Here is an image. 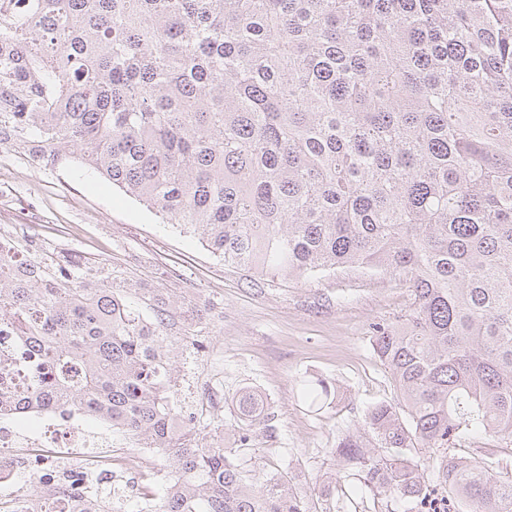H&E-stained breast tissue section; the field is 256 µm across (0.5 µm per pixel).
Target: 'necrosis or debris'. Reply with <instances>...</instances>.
I'll return each mask as SVG.
<instances>
[{
    "label": "necrosis or debris",
    "instance_id": "4bbe7bcc",
    "mask_svg": "<svg viewBox=\"0 0 512 512\" xmlns=\"http://www.w3.org/2000/svg\"><path fill=\"white\" fill-rule=\"evenodd\" d=\"M37 429H22L15 417L0 416V486L4 487L18 512H42V498L27 486L18 484L19 475L49 474L62 478L69 469L89 477L109 481L135 471L152 457L154 448H140L137 453L113 454L109 438L88 429L75 419L59 423L55 409L34 407Z\"/></svg>",
    "mask_w": 512,
    "mask_h": 512
}]
</instances>
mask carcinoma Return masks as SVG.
<instances>
[{"label": "carcinoma", "mask_w": 512, "mask_h": 512, "mask_svg": "<svg viewBox=\"0 0 512 512\" xmlns=\"http://www.w3.org/2000/svg\"><path fill=\"white\" fill-rule=\"evenodd\" d=\"M2 146L79 160L258 276L402 278L408 309L369 344L406 411L370 406L377 451L335 454L385 512L436 490L442 512H512V470L453 453L512 438V0H0ZM199 318L0 235V328L28 377L0 413L62 405L161 449L158 512H314L197 438L172 343ZM328 395L304 385L311 407ZM235 404L267 409L250 387ZM36 482L46 512H128L118 484L68 504ZM475 448H487V450L492 451L498 448H512V445L509 444V440L501 441L496 438L494 439L491 437H485L484 435H479L465 439V441L462 442L461 447L458 448V453L460 455L468 456L474 452Z\"/></svg>", "instance_id": "obj_1"}]
</instances>
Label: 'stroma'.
I'll return each mask as SVG.
<instances>
[{"instance_id":"stroma-1","label":"stroma","mask_w":512,"mask_h":512,"mask_svg":"<svg viewBox=\"0 0 512 512\" xmlns=\"http://www.w3.org/2000/svg\"><path fill=\"white\" fill-rule=\"evenodd\" d=\"M24 237L36 225L45 254L69 251L110 264L114 273L203 311L197 347L178 351V401L195 414L208 443L241 449L260 471L290 477L324 500L335 488L344 512H375L373 491L345 479L333 454L343 438L377 441L363 424L369 405L396 402L389 374L369 345L372 323L400 315L409 291L398 277L345 270L307 278L256 277L225 265L193 234L75 162L37 168L0 147V225ZM322 380L323 407L304 403V382ZM267 397L269 425L240 420L235 395Z\"/></svg>"}]
</instances>
